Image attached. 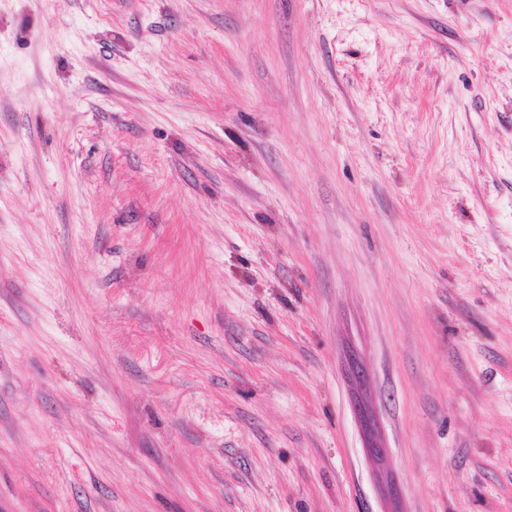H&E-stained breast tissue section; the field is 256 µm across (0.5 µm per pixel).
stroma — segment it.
Listing matches in <instances>:
<instances>
[{
    "mask_svg": "<svg viewBox=\"0 0 512 512\" xmlns=\"http://www.w3.org/2000/svg\"><path fill=\"white\" fill-rule=\"evenodd\" d=\"M0 512H512V0H0Z\"/></svg>",
    "mask_w": 512,
    "mask_h": 512,
    "instance_id": "35a3bbf8",
    "label": "stroma"
}]
</instances>
